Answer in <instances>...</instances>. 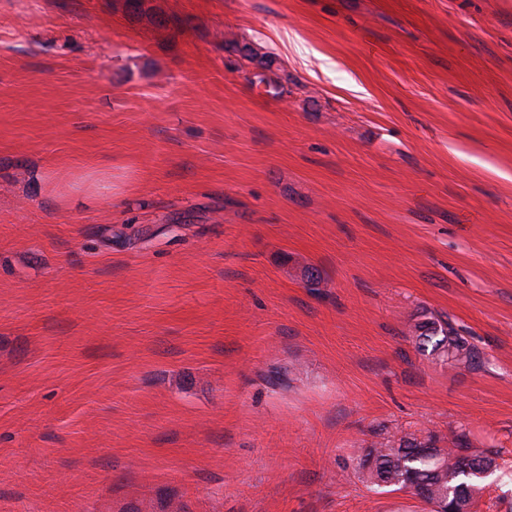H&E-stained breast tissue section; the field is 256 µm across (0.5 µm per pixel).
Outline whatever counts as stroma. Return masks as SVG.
I'll list each match as a JSON object with an SVG mask.
<instances>
[{
	"label": "stroma",
	"instance_id": "stroma-1",
	"mask_svg": "<svg viewBox=\"0 0 512 512\" xmlns=\"http://www.w3.org/2000/svg\"><path fill=\"white\" fill-rule=\"evenodd\" d=\"M461 430L512 468V0H0V512H426L356 462ZM417 348L421 352L437 355L448 365H470L477 359L476 349L455 329L442 320L429 318L414 325Z\"/></svg>",
	"mask_w": 512,
	"mask_h": 512
}]
</instances>
